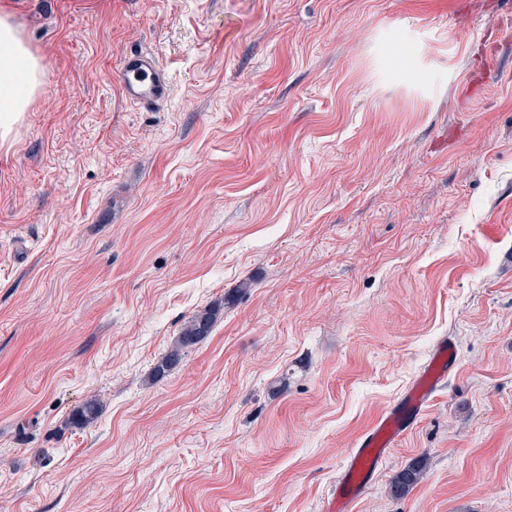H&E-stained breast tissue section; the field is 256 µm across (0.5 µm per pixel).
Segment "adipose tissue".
Here are the masks:
<instances>
[{
  "instance_id": "obj_1",
  "label": "adipose tissue",
  "mask_w": 512,
  "mask_h": 512,
  "mask_svg": "<svg viewBox=\"0 0 512 512\" xmlns=\"http://www.w3.org/2000/svg\"><path fill=\"white\" fill-rule=\"evenodd\" d=\"M40 57L30 48L13 13L0 7V149L10 150L43 83Z\"/></svg>"
}]
</instances>
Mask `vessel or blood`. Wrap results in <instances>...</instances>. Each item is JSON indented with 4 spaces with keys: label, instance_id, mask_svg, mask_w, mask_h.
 <instances>
[{
    "label": "vessel or blood",
    "instance_id": "vessel-or-blood-1",
    "mask_svg": "<svg viewBox=\"0 0 512 512\" xmlns=\"http://www.w3.org/2000/svg\"><path fill=\"white\" fill-rule=\"evenodd\" d=\"M119 76L123 96L132 106L154 110L170 97L168 77L151 51L141 49L127 53L120 62ZM456 364L454 340L439 339L398 399L356 441L329 491L326 512H352L390 449L425 413Z\"/></svg>",
    "mask_w": 512,
    "mask_h": 512
}]
</instances>
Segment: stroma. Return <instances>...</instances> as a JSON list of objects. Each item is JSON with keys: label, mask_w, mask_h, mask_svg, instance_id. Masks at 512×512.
I'll list each match as a JSON object with an SVG mask.
<instances>
[{"label": "stroma", "mask_w": 512, "mask_h": 512, "mask_svg": "<svg viewBox=\"0 0 512 512\" xmlns=\"http://www.w3.org/2000/svg\"><path fill=\"white\" fill-rule=\"evenodd\" d=\"M10 4L45 78L0 151V512H325L444 336L354 512H512V0ZM120 84L127 103L145 110L163 106L171 86L157 56L148 50L130 51L120 62ZM223 309V304L211 305L188 318L166 355L154 367L155 379L162 378L176 366L186 349L203 342L211 335ZM457 364L455 342L439 339L398 399L358 438L328 495L326 512H351L371 485L389 450L414 427Z\"/></svg>", "instance_id": "stroma-1"}]
</instances>
